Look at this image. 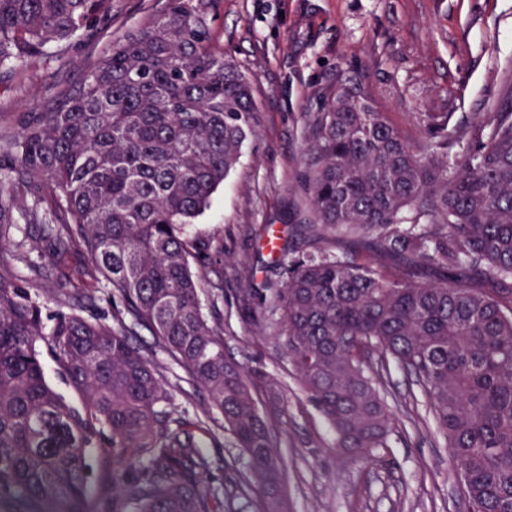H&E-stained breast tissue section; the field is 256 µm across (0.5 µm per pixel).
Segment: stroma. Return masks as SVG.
<instances>
[{"label": "stroma", "instance_id": "obj_1", "mask_svg": "<svg viewBox=\"0 0 512 512\" xmlns=\"http://www.w3.org/2000/svg\"><path fill=\"white\" fill-rule=\"evenodd\" d=\"M211 29L251 78L259 112L239 164L187 228L188 238L207 248L192 270L204 280V315L224 324L225 352L273 386V394H260L258 409L277 436L287 512H464L449 449L425 401L412 398L416 385L404 369L392 362L385 374L390 447L365 458L343 454L292 371L280 325L262 322L258 303L242 306L241 270L250 264L258 286L274 278L279 255L261 229L272 226L284 237L305 216L299 178L307 120L337 80L362 83L408 136L418 134L416 112H445L451 124L464 123L487 111L512 79V0H216ZM107 46V38L85 34L48 45L37 62L0 70V173L14 165L4 140ZM30 229L24 221L11 228L0 266L30 284L44 317L76 310L110 324L123 315L120 295L104 279L93 300L59 296L61 282L77 280L85 260L68 256L58 268L41 265ZM131 340L158 362L175 416L199 417L203 392L155 336L137 326ZM206 426L199 435L211 461L206 486L234 490L224 512H265L263 493L249 482L248 458L225 431L223 416L212 413ZM244 479L248 488L236 491Z\"/></svg>", "mask_w": 512, "mask_h": 512}]
</instances>
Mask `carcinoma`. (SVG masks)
I'll list each match as a JSON object with an SVG mask.
<instances>
[{
    "mask_svg": "<svg viewBox=\"0 0 512 512\" xmlns=\"http://www.w3.org/2000/svg\"><path fill=\"white\" fill-rule=\"evenodd\" d=\"M215 0H164L111 41L82 78L46 99L6 146L0 252L17 216L41 221L38 253L90 257L132 321L206 393L281 512L276 437L249 374L224 353V324L202 312L184 227L209 206L255 134L247 74L214 40ZM112 24V0H0V68L47 44ZM412 139L349 79L307 126L303 175L310 224L302 249L281 248V280L261 295L289 362L336 432L365 456L389 447L377 349L415 378L457 467L466 512H512V80L488 112L449 126L417 112ZM426 271L449 279L417 283ZM46 343L82 410L50 387ZM159 367L123 318L73 311L46 331L29 284L0 267V506L81 512L92 455L112 459L117 512H222L224 485L201 487L211 462L192 426L171 417Z\"/></svg>",
    "mask_w": 512,
    "mask_h": 512,
    "instance_id": "obj_1",
    "label": "carcinoma"
}]
</instances>
